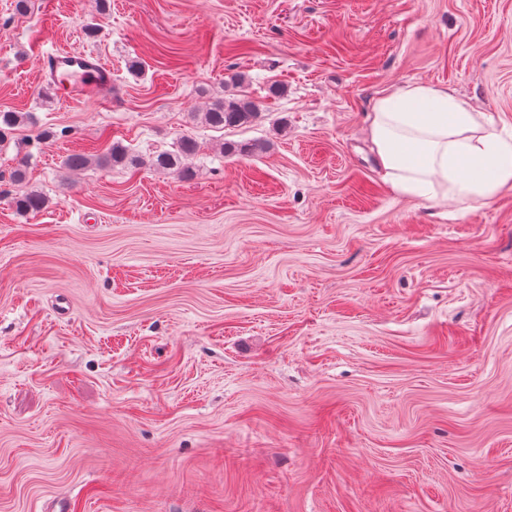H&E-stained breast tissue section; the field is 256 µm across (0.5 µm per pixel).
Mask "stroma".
Returning a JSON list of instances; mask_svg holds the SVG:
<instances>
[{"mask_svg":"<svg viewBox=\"0 0 512 512\" xmlns=\"http://www.w3.org/2000/svg\"><path fill=\"white\" fill-rule=\"evenodd\" d=\"M53 45L111 97L62 104ZM235 73L259 118L194 121ZM410 84L512 137V0H0V512H512V191L392 188ZM183 135L189 179L63 165ZM42 73L65 104L112 94V66L94 52L71 48L47 52Z\"/></svg>","mask_w":512,"mask_h":512,"instance_id":"35a3bbf8","label":"stroma"}]
</instances>
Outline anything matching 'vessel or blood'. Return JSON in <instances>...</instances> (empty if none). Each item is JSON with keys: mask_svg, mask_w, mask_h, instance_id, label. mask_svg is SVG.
I'll use <instances>...</instances> for the list:
<instances>
[{"mask_svg": "<svg viewBox=\"0 0 512 512\" xmlns=\"http://www.w3.org/2000/svg\"><path fill=\"white\" fill-rule=\"evenodd\" d=\"M42 73L67 104L112 92V67L93 52L71 48L47 52Z\"/></svg>", "mask_w": 512, "mask_h": 512, "instance_id": "obj_1", "label": "vessel or blood"}]
</instances>
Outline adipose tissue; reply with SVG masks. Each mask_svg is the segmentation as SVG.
Segmentation results:
<instances>
[{
  "label": "adipose tissue",
  "instance_id": "obj_1",
  "mask_svg": "<svg viewBox=\"0 0 512 512\" xmlns=\"http://www.w3.org/2000/svg\"><path fill=\"white\" fill-rule=\"evenodd\" d=\"M372 150L400 193L425 200L493 199L512 190V142L484 130L446 85H414L375 102Z\"/></svg>",
  "mask_w": 512,
  "mask_h": 512
}]
</instances>
